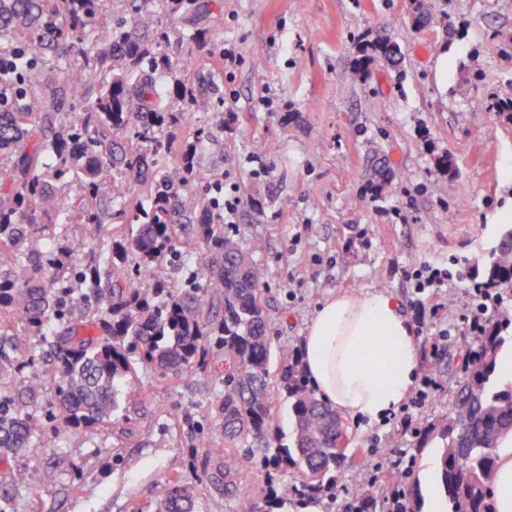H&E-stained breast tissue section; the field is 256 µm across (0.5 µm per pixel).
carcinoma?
<instances>
[{"label":"carcinoma","mask_w":512,"mask_h":512,"mask_svg":"<svg viewBox=\"0 0 512 512\" xmlns=\"http://www.w3.org/2000/svg\"><path fill=\"white\" fill-rule=\"evenodd\" d=\"M0 0V53L11 52L14 93L0 102V451L26 454L54 430L74 433L112 417L138 366L174 380L224 353V395L206 414L220 420L224 483L234 512H258L253 490L237 485L243 464L293 470L297 483L271 489L265 512H297L336 486L349 453L336 411L318 397L301 354L270 336L266 274L226 232L222 176L214 195L193 193L197 146H174L194 112L214 109L210 88L189 86L166 52L181 33L161 14L192 0ZM17 30L29 32L13 45ZM392 67L400 46L375 39L360 47ZM79 97L80 109L63 102ZM488 108L512 123V98ZM112 131L114 140L101 138ZM141 189L130 200V178ZM80 183L81 196H70ZM123 206L112 209V200ZM137 224L131 237L112 225ZM198 259L182 286L154 276L170 259ZM205 280L201 285L197 278ZM477 283L503 300L512 294V224L484 256ZM512 349V311L476 336L464 381L448 415L418 435L415 453L435 444L446 512H494L496 449L512 435V380L500 353ZM52 362V410L39 414L38 385L24 374L36 352ZM290 402L288 443L275 435V395ZM389 492L377 501L358 486L346 512H423L414 460L393 465ZM153 512H195V492L174 473Z\"/></svg>","instance_id":"1"}]
</instances>
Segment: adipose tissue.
<instances>
[{
	"instance_id": "ef3b65f1",
	"label": "adipose tissue",
	"mask_w": 512,
	"mask_h": 512,
	"mask_svg": "<svg viewBox=\"0 0 512 512\" xmlns=\"http://www.w3.org/2000/svg\"><path fill=\"white\" fill-rule=\"evenodd\" d=\"M302 347L319 396L342 416L378 423L411 393L417 345L388 293L345 291L328 297L310 320Z\"/></svg>"
}]
</instances>
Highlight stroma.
Listing matches in <instances>:
<instances>
[{"label":"stroma","mask_w":512,"mask_h":512,"mask_svg":"<svg viewBox=\"0 0 512 512\" xmlns=\"http://www.w3.org/2000/svg\"><path fill=\"white\" fill-rule=\"evenodd\" d=\"M434 2L435 22L421 30L412 27L414 0H199L191 18H163L184 34L171 57L197 60L186 81L206 76L235 115H192L193 126L214 131L197 145L192 188L205 194L220 172L225 197H239L234 230L243 245L261 246L272 336L301 349L324 299L384 291L408 320L419 372L434 371L441 384L421 407L382 422L345 419L368 467H346L321 512H344L365 473L383 476L411 450L415 429L447 413L472 345L461 321L474 303L467 268L512 224V124L476 104L512 97V54L502 51L512 0ZM380 36L400 45L401 69L379 59L353 76L357 40ZM227 48L238 63L215 68ZM444 154L452 173L437 166ZM425 263L452 278L436 293L438 314L421 320L405 272ZM224 368L214 358L172 388L139 369L110 421L48 433L32 460L0 456V512H149L174 468L196 486L198 512H231L222 463L205 453L224 442L205 417L224 392ZM145 390L153 401H142ZM47 471L55 479L44 486Z\"/></svg>","instance_id":"stroma-1"}]
</instances>
